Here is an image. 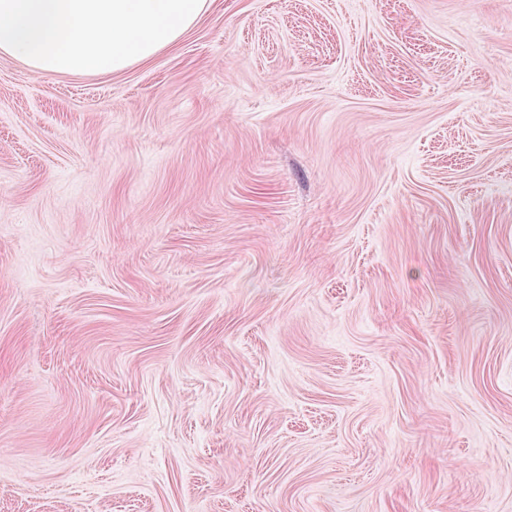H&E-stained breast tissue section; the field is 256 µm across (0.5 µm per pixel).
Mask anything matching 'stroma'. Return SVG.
I'll list each match as a JSON object with an SVG mask.
<instances>
[{
  "label": "stroma",
  "instance_id": "obj_1",
  "mask_svg": "<svg viewBox=\"0 0 512 512\" xmlns=\"http://www.w3.org/2000/svg\"><path fill=\"white\" fill-rule=\"evenodd\" d=\"M0 512H512V0L0 53Z\"/></svg>",
  "mask_w": 512,
  "mask_h": 512
}]
</instances>
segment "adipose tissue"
<instances>
[{
    "label": "adipose tissue",
    "mask_w": 512,
    "mask_h": 512,
    "mask_svg": "<svg viewBox=\"0 0 512 512\" xmlns=\"http://www.w3.org/2000/svg\"><path fill=\"white\" fill-rule=\"evenodd\" d=\"M209 0H0V52L36 73L120 72L176 43Z\"/></svg>",
    "instance_id": "1"
}]
</instances>
